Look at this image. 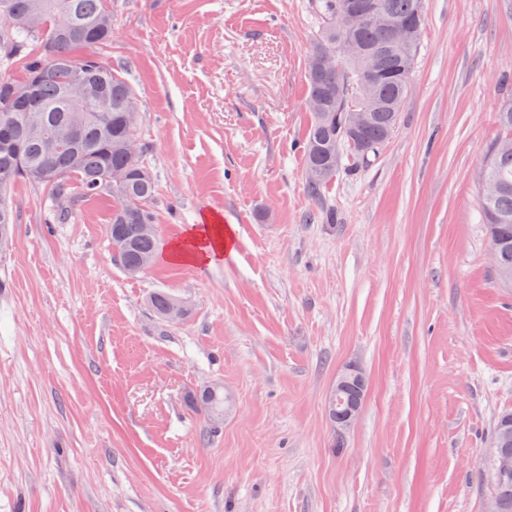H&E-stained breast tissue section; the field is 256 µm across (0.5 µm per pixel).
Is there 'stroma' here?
I'll use <instances>...</instances> for the list:
<instances>
[{
	"mask_svg": "<svg viewBox=\"0 0 512 512\" xmlns=\"http://www.w3.org/2000/svg\"><path fill=\"white\" fill-rule=\"evenodd\" d=\"M311 0H108L94 52L141 97L162 246L219 211L224 261L112 258L108 196L50 224L16 183L0 248V512H485L512 410V288L478 174L512 95V0H425L408 97L313 197ZM332 208L335 223L322 211ZM187 301L176 323L154 291ZM358 367L362 407L328 398ZM224 390L211 428L195 399ZM364 381L363 373L355 366H349L337 376L329 410L338 426L347 427L356 417L365 396Z\"/></svg>",
	"mask_w": 512,
	"mask_h": 512,
	"instance_id": "obj_1",
	"label": "stroma"
}]
</instances>
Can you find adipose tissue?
Instances as JSON below:
<instances>
[{"instance_id": "ef3b65f1", "label": "adipose tissue", "mask_w": 512, "mask_h": 512, "mask_svg": "<svg viewBox=\"0 0 512 512\" xmlns=\"http://www.w3.org/2000/svg\"><path fill=\"white\" fill-rule=\"evenodd\" d=\"M233 246V234L208 215L186 229L184 235L174 240L167 253L169 261L208 267L223 260Z\"/></svg>"}]
</instances>
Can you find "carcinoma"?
Returning a JSON list of instances; mask_svg holds the SVG:
<instances>
[{"mask_svg": "<svg viewBox=\"0 0 512 512\" xmlns=\"http://www.w3.org/2000/svg\"><path fill=\"white\" fill-rule=\"evenodd\" d=\"M371 0H312L320 20L308 61L307 106L312 120L304 150L305 170L319 168L326 177L307 180L317 197L336 179V160L350 153L366 164L395 128L408 96L424 22V0H376L385 21H369L348 30L347 6ZM406 22L409 38L390 40L386 23ZM112 11L106 0H0V59L19 62L24 77L0 78V239L16 223L10 188L23 179L44 186L53 201L48 223L70 221L81 198L109 196L112 214L108 238L113 257L130 276L146 272L158 249V232L142 234L140 224H156L150 207L156 183L141 149V173L136 175L126 149L137 138L141 101L122 71L93 55L78 56L79 48L112 39ZM349 36L362 48L356 58L318 65L323 55L336 54L338 42ZM49 70L52 76L39 79ZM380 77L372 123L354 135L348 122L350 87L371 73ZM33 87L34 103L16 95ZM497 120L506 135L493 144L480 173L479 207L489 227L491 250L498 265L512 271V97L504 100ZM43 169L41 178L33 172ZM174 296L157 292L150 305L164 321ZM212 420L224 419V392L202 400Z\"/></svg>", "mask_w": 512, "mask_h": 512, "instance_id": "1", "label": "carcinoma"}]
</instances>
